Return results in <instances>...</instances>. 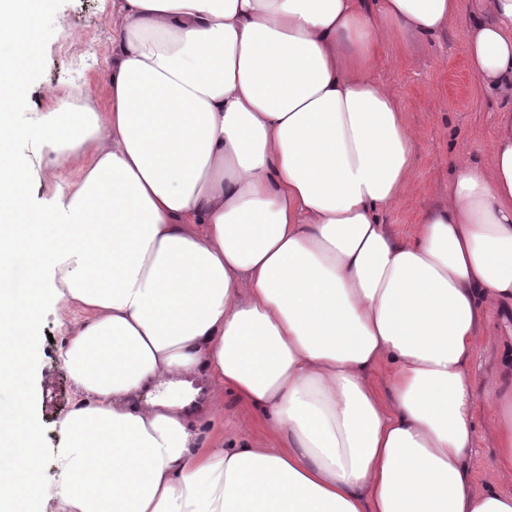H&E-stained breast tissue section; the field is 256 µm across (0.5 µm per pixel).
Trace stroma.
Returning <instances> with one entry per match:
<instances>
[{"label":"stroma","instance_id":"stroma-1","mask_svg":"<svg viewBox=\"0 0 512 512\" xmlns=\"http://www.w3.org/2000/svg\"><path fill=\"white\" fill-rule=\"evenodd\" d=\"M119 5L120 0H49L39 16L40 63L25 78L30 93L12 107L17 125L28 126L37 113L59 105L80 103L81 93L87 89L93 93L97 111L106 110L109 75L118 50L113 20ZM466 33L463 23L426 38L387 22L378 26L372 73L392 89L415 135L414 189L383 217L401 238L410 237L424 214L447 197L450 158L486 159L503 110L501 98L483 90L468 65ZM14 153L29 175L31 207H43L57 188L77 180L76 165L55 164L38 140L18 141ZM86 318L79 308L48 304L33 343L26 380L41 425L40 471L48 489L57 480L54 450L58 422L75 401V388L58 350L70 329ZM507 318V313L489 312L482 328L483 341L468 365L476 405L469 465L479 480L497 454L495 435L486 421L494 400L486 379L498 364Z\"/></svg>","mask_w":512,"mask_h":512}]
</instances>
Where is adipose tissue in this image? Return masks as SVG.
<instances>
[{"label": "adipose tissue", "mask_w": 512, "mask_h": 512, "mask_svg": "<svg viewBox=\"0 0 512 512\" xmlns=\"http://www.w3.org/2000/svg\"><path fill=\"white\" fill-rule=\"evenodd\" d=\"M30 16L0 0V512L45 492L24 377L52 300L91 314L59 351V512H512V336L479 482L466 372L486 312L512 307V112L413 236L381 221L414 188L415 137L371 73L375 22L430 36L462 0H123L108 108L85 101L65 135L69 105L11 117ZM465 53L512 100V0H481ZM26 133L78 164L40 209ZM202 389L276 444L207 440Z\"/></svg>", "instance_id": "adipose-tissue-1"}]
</instances>
